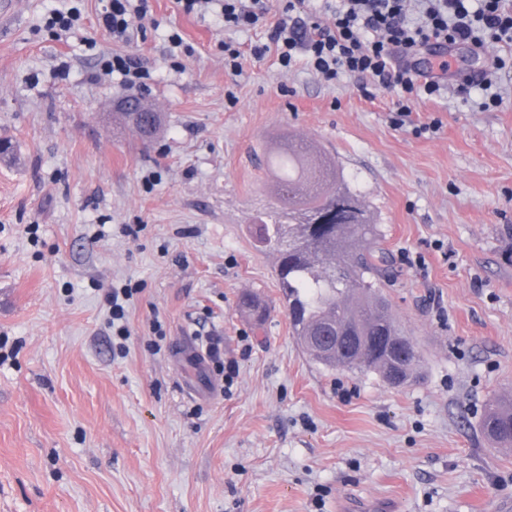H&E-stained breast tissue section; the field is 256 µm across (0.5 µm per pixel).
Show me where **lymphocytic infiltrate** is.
<instances>
[{
	"label": "lymphocytic infiltrate",
	"instance_id": "lymphocytic-infiltrate-1",
	"mask_svg": "<svg viewBox=\"0 0 512 512\" xmlns=\"http://www.w3.org/2000/svg\"><path fill=\"white\" fill-rule=\"evenodd\" d=\"M224 25L252 29L265 24V0H214ZM303 0H282L283 20L269 38L282 67L304 57L307 67L327 83L366 76L393 92V111L406 116L419 99L439 95L440 83L408 66L418 49L431 44L494 43L512 49V0H323L332 22L310 16L293 21ZM148 0H109L99 24L113 39L126 42L135 20L147 14Z\"/></svg>",
	"mask_w": 512,
	"mask_h": 512
}]
</instances>
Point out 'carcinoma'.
<instances>
[{
  "instance_id": "cac0c4a2",
  "label": "carcinoma",
  "mask_w": 512,
  "mask_h": 512,
  "mask_svg": "<svg viewBox=\"0 0 512 512\" xmlns=\"http://www.w3.org/2000/svg\"><path fill=\"white\" fill-rule=\"evenodd\" d=\"M140 116L122 113L125 123L148 142L161 118L152 112L144 125ZM268 167L277 203L257 212L251 224L258 246L279 257L276 276L294 335L326 367L376 372L388 380L385 343L398 330L379 286L390 272L380 225L335 160L290 139L269 158ZM311 336H325L350 355L338 362L311 343ZM395 358L402 384L411 383L418 366L415 348L402 346ZM482 428L498 446L512 447L511 395L490 404Z\"/></svg>"
}]
</instances>
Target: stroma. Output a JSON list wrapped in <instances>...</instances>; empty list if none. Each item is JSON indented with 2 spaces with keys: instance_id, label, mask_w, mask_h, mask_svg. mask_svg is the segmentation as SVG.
Returning a JSON list of instances; mask_svg holds the SVG:
<instances>
[{
  "instance_id": "1",
  "label": "stroma",
  "mask_w": 512,
  "mask_h": 512,
  "mask_svg": "<svg viewBox=\"0 0 512 512\" xmlns=\"http://www.w3.org/2000/svg\"><path fill=\"white\" fill-rule=\"evenodd\" d=\"M61 4L0 0V138L18 158L0 165V512H512V448L481 427L512 393V73L488 110L478 81L502 47L412 56L453 69L398 127L365 76L329 84L273 49L225 72V43L267 27L149 0L118 43L107 0H79L81 29L59 36L42 17ZM116 52L146 88L106 74ZM130 97L161 115L150 144L117 110ZM287 137L335 158L373 211L415 382L326 368L296 340L247 223L276 202L266 156ZM126 287L122 341L107 292ZM187 339L218 341L230 371L179 355Z\"/></svg>"
}]
</instances>
